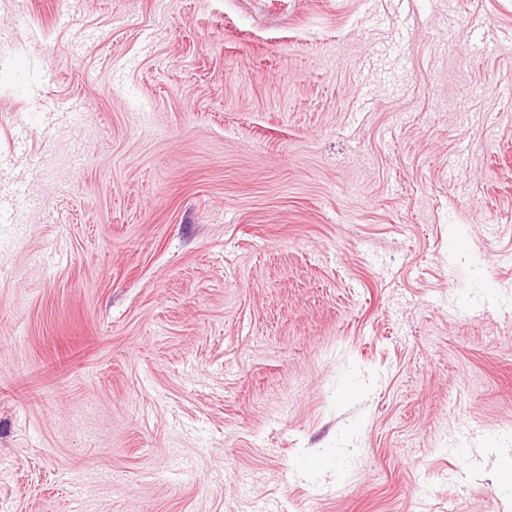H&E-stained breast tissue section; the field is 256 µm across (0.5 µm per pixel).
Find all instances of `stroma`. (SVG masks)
<instances>
[{
    "label": "stroma",
    "instance_id": "obj_1",
    "mask_svg": "<svg viewBox=\"0 0 512 512\" xmlns=\"http://www.w3.org/2000/svg\"><path fill=\"white\" fill-rule=\"evenodd\" d=\"M0 512H512V0H0Z\"/></svg>",
    "mask_w": 512,
    "mask_h": 512
}]
</instances>
